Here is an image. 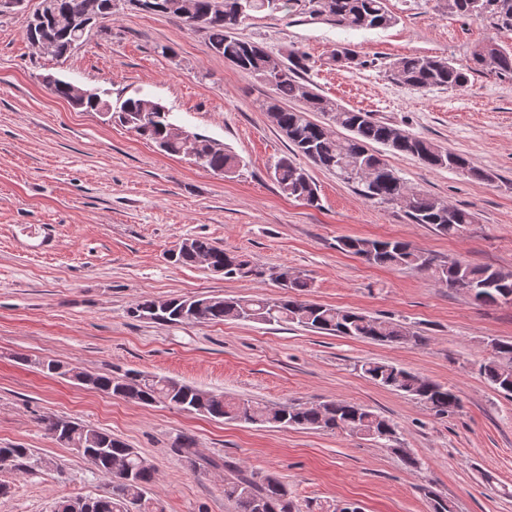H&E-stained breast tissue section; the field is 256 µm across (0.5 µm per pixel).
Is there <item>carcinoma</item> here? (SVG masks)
I'll list each match as a JSON object with an SVG mask.
<instances>
[{
    "label": "carcinoma",
    "instance_id": "obj_1",
    "mask_svg": "<svg viewBox=\"0 0 512 512\" xmlns=\"http://www.w3.org/2000/svg\"><path fill=\"white\" fill-rule=\"evenodd\" d=\"M77 0H51L52 7L40 27L26 29L25 36L32 48L42 41L56 46L54 57L62 58L83 41L85 34L69 24V14ZM196 14L203 19L201 28L208 35L211 49L240 70L268 81L273 56L262 46L237 36V27L252 12L267 9L270 0H192ZM310 12L324 15L341 26L356 29L385 28L396 22L388 11L386 0H307ZM443 9L450 15L488 19L499 30L512 31V0H481L475 6L472 0H443ZM308 68L307 57L299 52L288 54L283 73L270 83L274 97L264 102L278 128L286 135L294 150L314 164L333 172L341 181L357 188V194L373 204H390L404 191L412 198L406 209L415 224H430L442 235L455 236L468 224L475 222L474 214L457 208L431 195L414 192L398 174L385 164L380 155L370 150L371 144L411 155L431 169L459 170L476 180L488 181L492 175L477 167L468 158L432 141L408 133L398 140L394 128L373 120L369 113L347 109L316 92L305 99L299 74ZM485 70L478 52H473L467 63L457 64L444 57L428 55L404 56L392 64L394 74L418 88L445 87L463 89L470 75ZM492 72L512 76V50L501 48L497 65ZM52 95L67 101L83 112L107 111L136 134L149 140L160 151L173 156L187 154L181 141L172 138L167 108L160 106L153 112L143 111L148 99L136 95L123 100L119 106L112 102L71 99L70 82L59 79L50 87ZM305 100L306 110L289 109L285 103ZM308 112L332 114L336 127L349 132L340 137L324 129L323 125L307 118ZM190 157L194 162L214 172H230L239 164L238 157L224 144L203 134H196ZM376 164L383 169L372 181L362 182L359 172ZM273 177L283 193L314 206L318 202L317 188L305 169L290 158L281 157L273 165ZM187 247H181L171 256L179 265L199 266L222 271L228 279H257L261 273L249 256L226 250L202 236L186 238ZM338 248L365 262L393 270L427 271L434 269L437 280L450 289L464 283L477 288L474 301L494 305L512 296V279L499 278L500 271L489 266L477 267L453 259L443 265H433L432 259L399 240L344 238ZM286 282L281 285L283 295L271 299L263 295L250 297L201 296L190 299L172 298L167 301L144 299L129 310L130 316L167 324L221 323L225 320L264 324H297L316 332L348 336L378 343L418 345L424 337L410 331L399 321L373 317L352 309L338 308L302 299L311 288V282L300 275L280 271ZM490 357L479 366L481 377L507 396H512V343L493 339ZM20 361L34 368L91 387L112 396L141 405L168 404L189 413L224 418L247 424H279L303 428H343L352 436L369 439L398 455L410 470L420 469L419 460L403 448L395 447L397 426L368 407L345 400L326 403H286L268 406L249 400L214 395L196 387L179 383L164 376L129 371L119 374H92L69 368L53 360L22 357ZM363 376L373 383L405 397L419 401L439 417L454 414L460 399L454 391L405 368L380 360H366L360 364ZM60 429L54 440L81 455L92 454L93 472L110 481L111 491L94 499H67L58 503L57 512H74L82 505L89 512H152L146 498L155 480V469L150 461L127 443L111 433L73 421L59 420ZM175 451L192 470L199 468L195 441L181 438ZM9 460L8 467L29 472L49 465V461L34 454L32 449L20 446L0 448V455ZM125 462L129 479L116 483L114 462ZM224 498L236 504L237 512H249L247 504L260 501L266 512H299L288 497V488L273 475H247L231 471L224 479Z\"/></svg>",
    "mask_w": 512,
    "mask_h": 512
}]
</instances>
